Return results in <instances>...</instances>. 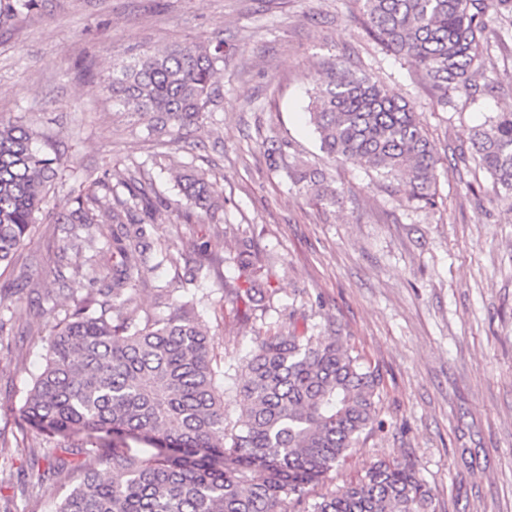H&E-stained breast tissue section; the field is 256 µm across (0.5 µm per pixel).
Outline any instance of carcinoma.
Here are the masks:
<instances>
[{
	"label": "carcinoma",
	"mask_w": 512,
	"mask_h": 512,
	"mask_svg": "<svg viewBox=\"0 0 512 512\" xmlns=\"http://www.w3.org/2000/svg\"><path fill=\"white\" fill-rule=\"evenodd\" d=\"M369 31L420 72L443 108L474 86L483 53L508 36L492 19L512 18V0H360ZM42 0H0V29L40 12ZM224 67V40L184 42L145 50L112 67L109 87L117 117L144 126L160 141L209 118ZM320 148L334 163L402 179L412 200L435 203L441 159L413 108L393 90L344 59L315 79L307 105ZM33 132L0 119V269L31 244L47 183L73 165L32 149ZM473 155L502 198L512 201V109L472 130ZM109 171L88 174L71 189L75 208L58 222L59 252L92 241L99 228L95 188L110 186ZM177 216L201 218L223 207L208 174L177 175ZM294 184L313 200L336 203V188L316 172L294 171ZM113 196L112 281L93 277L68 319L46 338L45 365L27 391L23 420L51 439L77 443L43 449L32 485H70L55 512H430L431 492L411 462L381 461L339 494L316 486L355 447L376 420L380 378L371 363L337 336L269 332L245 358L233 390L240 417L225 425L224 392L217 389L208 331L185 300L188 286L210 274L202 257L186 269L181 289L160 288L168 317L112 314L130 302L154 262L142 213L154 202L144 170L120 179ZM139 261L132 263V254ZM242 240L238 268L248 287L224 289V303L247 322L267 305Z\"/></svg>",
	"instance_id": "1"
}]
</instances>
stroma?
Wrapping results in <instances>:
<instances>
[{"mask_svg": "<svg viewBox=\"0 0 512 512\" xmlns=\"http://www.w3.org/2000/svg\"><path fill=\"white\" fill-rule=\"evenodd\" d=\"M224 38L219 93L203 126L166 146L113 116V64L143 50ZM339 57L413 105L442 164L434 205L409 198L403 181L331 162L306 122L313 81ZM473 96L437 105L406 59L368 32L359 0H44L41 15L0 30V115H23L40 147L72 159L52 186L36 242L23 249L0 289V493L12 512H55L67 486L26 492L31 456L44 446L21 421L26 390L44 364L43 339L82 296L92 271L112 268V193L97 192L102 233L69 251L64 280L45 271L56 249V217L68 215L83 174L143 166L157 211L151 238L188 259L207 247L219 258L191 292L230 389L256 337L308 330L338 336L381 378L377 421L321 494L357 481L380 460H411L433 495L432 512H512V203L473 160L470 134L512 108V40L482 57ZM492 91H485V84ZM207 171L224 209L186 223L170 161ZM339 192L318 203L288 177L295 163ZM275 288L266 316L238 323L220 302L245 282L241 239ZM182 273L162 265L124 305L137 316L166 315L154 287Z\"/></svg>", "mask_w": 512, "mask_h": 512, "instance_id": "stroma-1", "label": "stroma"}]
</instances>
